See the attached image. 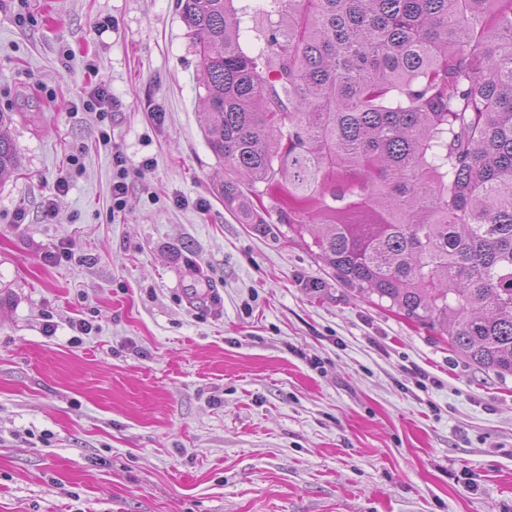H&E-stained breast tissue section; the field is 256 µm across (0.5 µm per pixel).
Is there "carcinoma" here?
I'll return each instance as SVG.
<instances>
[{"mask_svg": "<svg viewBox=\"0 0 512 512\" xmlns=\"http://www.w3.org/2000/svg\"><path fill=\"white\" fill-rule=\"evenodd\" d=\"M178 5L224 208L278 200L342 282L512 376V0H271L256 54L234 0Z\"/></svg>", "mask_w": 512, "mask_h": 512, "instance_id": "carcinoma-1", "label": "carcinoma"}]
</instances>
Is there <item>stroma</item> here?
<instances>
[{
    "label": "stroma",
    "mask_w": 512,
    "mask_h": 512,
    "mask_svg": "<svg viewBox=\"0 0 512 512\" xmlns=\"http://www.w3.org/2000/svg\"><path fill=\"white\" fill-rule=\"evenodd\" d=\"M234 5L253 52L268 0ZM198 73L177 0H0V512H512V376L341 282L274 200L238 223ZM12 121L13 113L0 112V180L10 176L17 169L13 144L3 133V129ZM113 164L116 168V174L112 183V212H121L127 207L128 203V170L124 160L119 155L113 158Z\"/></svg>",
    "instance_id": "obj_1"
}]
</instances>
